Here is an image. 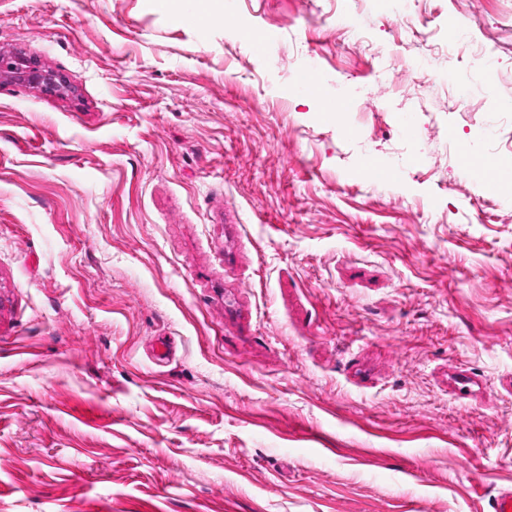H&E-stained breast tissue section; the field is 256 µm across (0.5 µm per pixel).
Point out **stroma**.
<instances>
[{
  "label": "stroma",
  "mask_w": 512,
  "mask_h": 512,
  "mask_svg": "<svg viewBox=\"0 0 512 512\" xmlns=\"http://www.w3.org/2000/svg\"><path fill=\"white\" fill-rule=\"evenodd\" d=\"M418 9L0 0L69 86L0 83V512H490L512 197L448 138L512 166V0ZM387 2L405 27L413 29L419 24L427 25V21L420 18L416 13V0H392Z\"/></svg>",
  "instance_id": "35a3bbf8"
}]
</instances>
